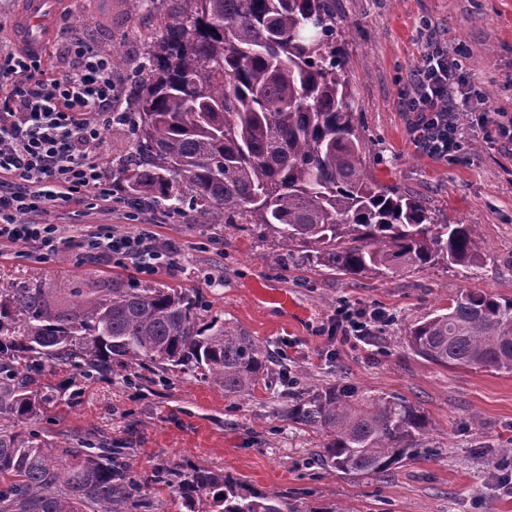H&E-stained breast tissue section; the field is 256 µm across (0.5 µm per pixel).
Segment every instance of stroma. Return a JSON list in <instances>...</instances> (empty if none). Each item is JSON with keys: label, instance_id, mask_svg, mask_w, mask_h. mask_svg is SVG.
I'll return each mask as SVG.
<instances>
[{"label": "stroma", "instance_id": "1", "mask_svg": "<svg viewBox=\"0 0 512 512\" xmlns=\"http://www.w3.org/2000/svg\"><path fill=\"white\" fill-rule=\"evenodd\" d=\"M360 136L370 170L426 202L440 218L479 227L484 270L469 281L458 269L402 266L385 275L351 278L303 262L291 252L279 264L266 256L272 236L255 226L199 223L193 211L165 218L155 231L175 244L172 266L151 276L133 263L116 268L76 245L49 261L19 247L0 251V293L43 292L67 310L77 297L122 274L129 283L192 290L204 318L223 320L267 347L286 365L291 382L259 386L253 395L224 393L197 372L131 369L82 375L45 365L29 390L38 406L23 421L0 428L36 437L57 457L97 439L122 453L133 472L205 468L239 479L245 492L278 494L295 512H512V493L492 478L512 442V372L446 369L407 346L409 326L446 307L470 287L512 297V140L499 130V113L512 115V0H336ZM68 21L97 45L112 44L122 60L120 78L134 73L145 51L144 34L156 12L127 17L125 0H72ZM447 44L467 79L481 91L487 126L464 129L461 151L434 160L413 144L402 98L427 37ZM66 235L112 228L138 233L141 223L123 212L62 206L45 215ZM290 295L287 313L255 301L256 286ZM350 301L385 309L394 321L357 345L332 338L336 305ZM351 382L417 406L429 420L414 457L371 476L345 475L316 459L321 439L289 421L292 399L307 389Z\"/></svg>", "mask_w": 512, "mask_h": 512}]
</instances>
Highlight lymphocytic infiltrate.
I'll return each instance as SVG.
<instances>
[{
    "instance_id": "obj_1",
    "label": "lymphocytic infiltrate",
    "mask_w": 512,
    "mask_h": 512,
    "mask_svg": "<svg viewBox=\"0 0 512 512\" xmlns=\"http://www.w3.org/2000/svg\"><path fill=\"white\" fill-rule=\"evenodd\" d=\"M62 35L48 54L36 57L19 45L0 44V247L20 245L49 258L69 240L59 226L40 222L48 208L60 205L111 208L121 198L102 157V132L112 124L113 103L121 96L112 56L84 32L62 24ZM480 92L465 82L447 47L428 44L406 94L415 115L410 134L427 156L444 160L461 150L458 117L476 111ZM95 254L123 266L137 263L139 273L155 274L176 248L146 230L135 235H88ZM382 309L341 304L331 335L358 342L387 325Z\"/></svg>"
}]
</instances>
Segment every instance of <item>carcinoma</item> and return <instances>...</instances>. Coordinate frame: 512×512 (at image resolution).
I'll use <instances>...</instances> for the list:
<instances>
[{"mask_svg": "<svg viewBox=\"0 0 512 512\" xmlns=\"http://www.w3.org/2000/svg\"><path fill=\"white\" fill-rule=\"evenodd\" d=\"M146 3L159 29L113 132L131 136L115 169L128 195L164 210H196L206 224L271 232L277 264L291 251L315 267L359 277L398 265L440 263L467 279L483 263L474 224L435 219L417 197L379 185L360 138L338 34L335 0H126ZM182 288L120 280L95 300L59 312L38 291L0 299V417L37 408L30 371L42 362L83 372L162 365L199 370L224 392L248 395L271 371L265 346L205 321ZM410 350L434 365L512 371V297L463 289L408 331ZM288 419L322 438V464L346 475L384 473L416 453L425 415L400 397L339 383L301 393ZM67 462L0 431V512H138L142 486L114 449L66 451ZM190 504L210 512H294L280 495H247L208 470H169Z\"/></svg>", "mask_w": 512, "mask_h": 512, "instance_id": "obj_1", "label": "carcinoma"}]
</instances>
